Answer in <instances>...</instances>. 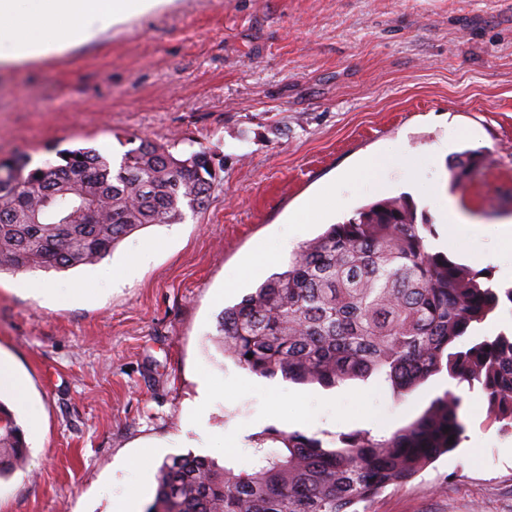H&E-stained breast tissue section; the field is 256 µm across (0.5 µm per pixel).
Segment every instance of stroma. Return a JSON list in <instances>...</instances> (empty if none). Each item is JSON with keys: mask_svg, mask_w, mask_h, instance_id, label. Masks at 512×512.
Wrapping results in <instances>:
<instances>
[{"mask_svg": "<svg viewBox=\"0 0 512 512\" xmlns=\"http://www.w3.org/2000/svg\"><path fill=\"white\" fill-rule=\"evenodd\" d=\"M452 131L455 152L485 156L456 185L452 155L432 151ZM135 137L206 147L220 180L201 213L143 228L106 257L119 266L149 249L124 283L93 265L34 272L79 291L51 306L0 274V352L43 408L26 468L0 481V512H113L125 495L145 512L167 457L197 451L246 470L272 428L386 436L447 388L439 375L397 403L374 380L300 385L225 357L217 317L286 262L284 239L313 240L406 193L435 227L432 251L512 286L496 232L512 220V0H174L0 69V159L37 166L92 147L117 162ZM375 155L386 182L328 194ZM429 185L476 223L454 246ZM312 200L317 220L292 223ZM204 379L218 390L205 439L185 429ZM464 411L460 448L362 512H512V429L490 424L479 392Z\"/></svg>", "mask_w": 512, "mask_h": 512, "instance_id": "obj_1", "label": "stroma"}]
</instances>
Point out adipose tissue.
Listing matches in <instances>:
<instances>
[{"label": "adipose tissue", "instance_id": "obj_1", "mask_svg": "<svg viewBox=\"0 0 512 512\" xmlns=\"http://www.w3.org/2000/svg\"><path fill=\"white\" fill-rule=\"evenodd\" d=\"M167 0H0V63L97 39Z\"/></svg>", "mask_w": 512, "mask_h": 512}]
</instances>
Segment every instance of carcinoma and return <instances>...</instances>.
Instances as JSON below:
<instances>
[{
  "instance_id": "carcinoma-1",
  "label": "carcinoma",
  "mask_w": 512,
  "mask_h": 512,
  "mask_svg": "<svg viewBox=\"0 0 512 512\" xmlns=\"http://www.w3.org/2000/svg\"><path fill=\"white\" fill-rule=\"evenodd\" d=\"M178 145L142 138L116 166L92 147L60 150L59 161L35 168L17 157L0 186V272L94 265L142 228L201 212L218 179L212 156ZM481 162L463 152L453 183ZM429 235L433 225L417 223L408 198L368 204L224 309L218 332L224 356L251 373L327 388L382 380L396 402L442 374V394L388 437L355 431L323 440L271 429L275 447L255 448L249 470L193 454L166 459L146 512H358L459 446L464 383L512 427V333H479L501 299L512 303V287L430 251ZM28 457L16 416L0 402V479Z\"/></svg>"
}]
</instances>
